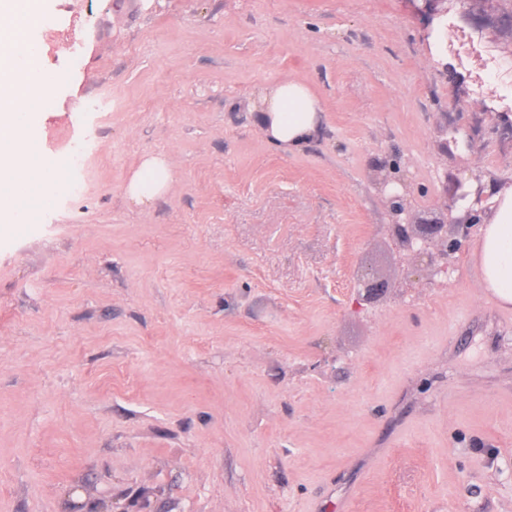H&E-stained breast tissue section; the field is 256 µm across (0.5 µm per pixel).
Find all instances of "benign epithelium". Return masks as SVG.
<instances>
[{
    "mask_svg": "<svg viewBox=\"0 0 512 512\" xmlns=\"http://www.w3.org/2000/svg\"><path fill=\"white\" fill-rule=\"evenodd\" d=\"M399 162L396 159L387 163L386 174L381 185L393 216L407 213V186L398 176ZM480 222L472 209L466 210V218L448 221L445 217H433L419 221H395L389 225L395 247L407 259L418 263L432 276L448 273L451 257L458 251L460 239L467 236L470 229ZM358 286L364 290L362 300L370 302L382 289L374 277L365 274L358 278Z\"/></svg>",
    "mask_w": 512,
    "mask_h": 512,
    "instance_id": "benign-epithelium-1",
    "label": "benign epithelium"
}]
</instances>
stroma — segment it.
I'll return each mask as SVG.
<instances>
[{"label": "stroma", "instance_id": "1", "mask_svg": "<svg viewBox=\"0 0 512 512\" xmlns=\"http://www.w3.org/2000/svg\"><path fill=\"white\" fill-rule=\"evenodd\" d=\"M45 0L83 66L35 34L51 79L22 141L93 129L84 192L0 228V512H512V307L479 286L478 229L448 276L400 259L378 183L408 215L481 179L512 184V133L479 64L434 48L407 0ZM489 18L512 0H447ZM283 80L319 137L271 146L247 99ZM476 147L441 150L446 130ZM168 156L169 192L124 185ZM388 284L358 300L353 274ZM171 180L167 157L147 155L130 174L125 184L126 197L137 207L147 206L167 193ZM388 166V167H387ZM382 170L386 171L381 179V185L384 193L386 194L387 202L393 216H399L407 213L406 208V191L407 186L396 174L399 173V162L397 159H392L390 162L382 166Z\"/></svg>", "mask_w": 512, "mask_h": 512}]
</instances>
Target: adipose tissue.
Returning a JSON list of instances; mask_svg holds the SVG:
<instances>
[{
  "instance_id": "1",
  "label": "adipose tissue",
  "mask_w": 512,
  "mask_h": 512,
  "mask_svg": "<svg viewBox=\"0 0 512 512\" xmlns=\"http://www.w3.org/2000/svg\"><path fill=\"white\" fill-rule=\"evenodd\" d=\"M41 5L42 0H0V222L4 224L21 223L30 198L49 205V189L58 180L54 169L27 181L18 177L22 165L18 134L31 119L37 90L50 83L41 74L15 73L22 59L38 51L32 21L40 15ZM250 105L267 141L282 152H298L319 134L321 104L302 82L285 80L263 88ZM171 180L167 157L148 155L130 174L125 194L131 204L143 207L164 196ZM476 256L481 287L502 305L512 304V185L495 194L480 228Z\"/></svg>"
}]
</instances>
